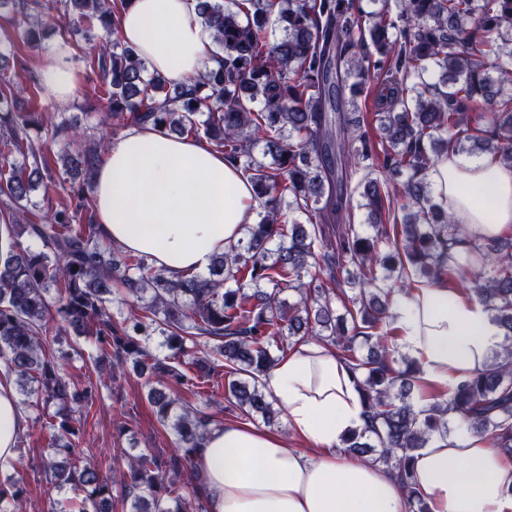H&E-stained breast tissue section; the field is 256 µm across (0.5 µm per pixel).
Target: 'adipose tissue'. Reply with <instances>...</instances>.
<instances>
[{
  "instance_id": "adipose-tissue-1",
  "label": "adipose tissue",
  "mask_w": 512,
  "mask_h": 512,
  "mask_svg": "<svg viewBox=\"0 0 512 512\" xmlns=\"http://www.w3.org/2000/svg\"><path fill=\"white\" fill-rule=\"evenodd\" d=\"M121 24L125 42L172 81L190 83L221 62L195 0H129ZM69 57L68 46L56 44L42 72L45 88L62 101L79 89ZM429 179L436 202L476 236H496L512 224V167L451 153ZM470 185L484 189L482 204L464 196ZM92 192L102 239L147 256L174 277L206 270L252 223L256 206L251 184L223 153L149 124L129 126L109 141ZM394 325L402 351L434 387L482 369L503 342L485 305L440 284L399 298ZM264 383L303 445L288 447L281 436L247 423L211 428L197 460L209 512H406L387 469L340 449L364 428L366 415L360 389L330 349L294 346ZM26 425L11 377L0 367L1 463L15 460ZM412 479L429 512H512V459L458 420L448 439H433L416 453Z\"/></svg>"
}]
</instances>
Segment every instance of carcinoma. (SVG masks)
Here are the masks:
<instances>
[{"label": "carcinoma", "mask_w": 512, "mask_h": 512, "mask_svg": "<svg viewBox=\"0 0 512 512\" xmlns=\"http://www.w3.org/2000/svg\"><path fill=\"white\" fill-rule=\"evenodd\" d=\"M13 5L12 33L36 44L45 21L70 18L85 38L101 32L90 67L112 126L151 122L194 136L233 160L253 186L257 222L212 259L208 275L173 277L99 235L89 192L108 134L84 144L66 121L13 109L21 88L0 53V220L16 224L33 189L52 171L28 131L69 141L60 157L69 203L47 211L0 253V362L35 385L49 416L51 481L81 496L78 512L115 500L131 512H207L195 459L211 420L197 405L165 393L173 385L199 401L203 344L224 362V395L239 416L275 418L261 377L285 350L316 340L332 348L359 382L365 429L342 441L352 459L393 465L409 512H429L411 463L430 438L450 434L458 415L512 457V224L477 238L434 200L428 171L448 150L487 153L512 166V0H196L222 65L191 87L149 69L124 43L127 0H0ZM361 97L374 112L353 123ZM26 152L29 165L12 157ZM365 214L372 232L355 224ZM448 287L483 303L505 343L484 370L419 407L416 363L396 357L393 304L419 285ZM60 289L50 300V288ZM286 291L293 301L282 297ZM130 307L117 320L108 302ZM85 337L83 363L106 357L135 364L155 386L148 402L174 437L161 457H129L108 483L67 412L75 383L47 344L48 321ZM165 337L171 359L145 341ZM367 349V354L360 349ZM190 472V488L165 474ZM25 489L0 484V512H19Z\"/></svg>", "instance_id": "cac0c4a2"}]
</instances>
